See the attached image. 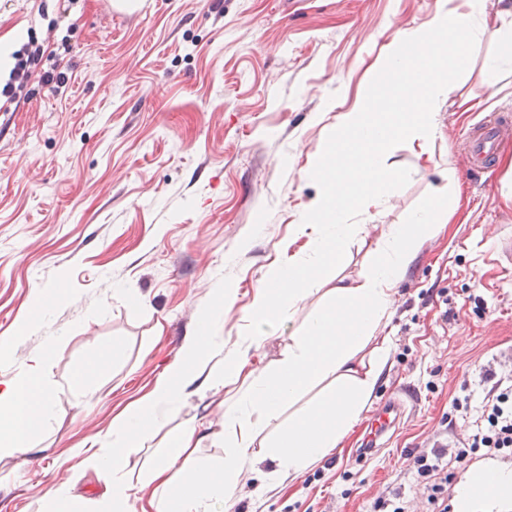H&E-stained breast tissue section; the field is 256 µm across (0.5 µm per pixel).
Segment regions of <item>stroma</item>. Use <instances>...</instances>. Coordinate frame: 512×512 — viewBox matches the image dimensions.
I'll list each match as a JSON object with an SVG mask.
<instances>
[{"instance_id":"35a3bbf8","label":"stroma","mask_w":512,"mask_h":512,"mask_svg":"<svg viewBox=\"0 0 512 512\" xmlns=\"http://www.w3.org/2000/svg\"><path fill=\"white\" fill-rule=\"evenodd\" d=\"M140 19L108 15L101 0H0V47H47L39 67L64 71L56 87L31 82L30 97L0 96V333L33 294L54 291L0 380L48 352L53 417L37 452L0 459V512H47V491L69 481L73 446L102 438L115 416L147 395L196 329L214 290L233 285L224 314L225 350L245 347L246 313L268 265L305 256L293 226L322 186L303 169L341 113L366 98L367 70L397 31L426 27L437 9L463 0H132ZM500 51L493 31L470 42L454 73L451 104L434 107L426 142L400 138L388 162L400 177L385 206L344 200L348 223L366 230L335 275L364 273L393 225L409 223L436 188L458 195L450 224L429 240L392 294L393 340L372 401L347 436L304 472L258 492L244 470L223 512H379L400 490L407 512H428L408 470L411 454L455 450L480 422L482 401L512 375V266L495 255L512 233V147L494 172L466 168L468 130L489 113H512V64L498 93L484 77ZM465 109H458V102ZM313 291L292 318L273 323L249 359L274 366L288 338L320 304ZM104 365L86 395L70 379L90 359ZM409 393L405 421L373 456H360L370 417ZM469 407L455 410L454 399ZM223 390L183 400L124 471L139 484L170 436L196 423L211 467L224 445L209 439L224 422Z\"/></svg>"}]
</instances>
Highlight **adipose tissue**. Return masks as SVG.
<instances>
[{
  "label": "adipose tissue",
  "mask_w": 512,
  "mask_h": 512,
  "mask_svg": "<svg viewBox=\"0 0 512 512\" xmlns=\"http://www.w3.org/2000/svg\"><path fill=\"white\" fill-rule=\"evenodd\" d=\"M464 12L437 10L426 30L405 31L392 41L388 53L373 69L371 83L390 77L403 78V67L415 50L428 51L427 73L419 82L425 93L421 109L401 113L380 112L374 97L360 108L338 116L336 127L323 148L315 152L305 177L322 183L295 226L306 237L310 262L296 259L271 263L257 288L248 318L254 328L249 349L261 347L260 327L294 314L319 284H329L328 300L310 314L288 344L275 370L251 367L247 351L225 350L219 334L222 312L234 305L232 286L218 289L214 308L205 313L198 328L183 343L180 355L156 382L150 394L133 404L112 423V445L91 457L90 464L104 485L99 499L83 500L74 485L51 489L50 497L61 512H132L134 501L145 502L150 512H216L235 491L244 464L256 462L258 433L256 411L277 412L312 387L328 389L299 416L290 419L272 451L276 474L306 469L328 454L358 421L380 383L392 347L383 332L393 287L403 280L424 243L443 230L454 215L443 189H434L429 205L413 223L400 224L382 240L367 271L345 285L331 286L337 265L363 225L346 223L336 206L340 181L331 177L333 163L355 146H363L364 172L369 186L360 203L378 207L385 190L396 179L388 162V150L399 138L425 140L435 131L433 103L447 97L453 71L449 53H462L466 40L488 27L512 42V0H497L496 12H488L486 0H467ZM371 349L370 365L359 354ZM223 354L224 369L209 363ZM45 355L30 358L24 372L0 381V458L31 451L33 432L50 419L53 397L44 381ZM230 388L224 402V461L219 471L184 478L182 468H197L198 443L194 425L174 436L139 488H132L123 471V452L137 447L140 439L165 421L184 399L205 389Z\"/></svg>",
  "instance_id": "1"
}]
</instances>
